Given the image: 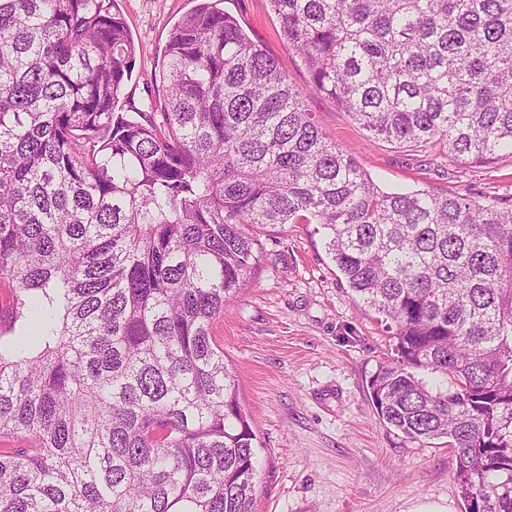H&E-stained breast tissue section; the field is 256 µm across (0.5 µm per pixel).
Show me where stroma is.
Instances as JSON below:
<instances>
[{
  "label": "stroma",
  "mask_w": 512,
  "mask_h": 512,
  "mask_svg": "<svg viewBox=\"0 0 512 512\" xmlns=\"http://www.w3.org/2000/svg\"><path fill=\"white\" fill-rule=\"evenodd\" d=\"M197 4L116 0L136 47L118 111L162 100L151 75L172 28ZM223 7L305 90L308 72L283 41L268 0H224ZM305 105L330 141L386 191L512 206L511 155L491 164L458 161L375 138L327 97H306ZM260 240L257 271L212 324L254 420L258 512H414L425 502L465 512L447 440L410 441L372 405L369 382L393 361L394 339L381 315L355 299L328 253L325 229L280 224Z\"/></svg>",
  "instance_id": "stroma-1"
}]
</instances>
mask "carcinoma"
Returning a JSON list of instances; mask_svg holds the SVG:
<instances>
[{"label": "carcinoma", "mask_w": 512, "mask_h": 512, "mask_svg": "<svg viewBox=\"0 0 512 512\" xmlns=\"http://www.w3.org/2000/svg\"><path fill=\"white\" fill-rule=\"evenodd\" d=\"M200 0L115 111L135 45L115 0H0V512H256V434L216 315L257 230L319 224L397 359L379 418L448 439L466 512H512V209L386 192L330 142L238 20ZM324 95L377 137L512 152V0H269ZM441 373L446 390L415 378Z\"/></svg>", "instance_id": "cac0c4a2"}]
</instances>
